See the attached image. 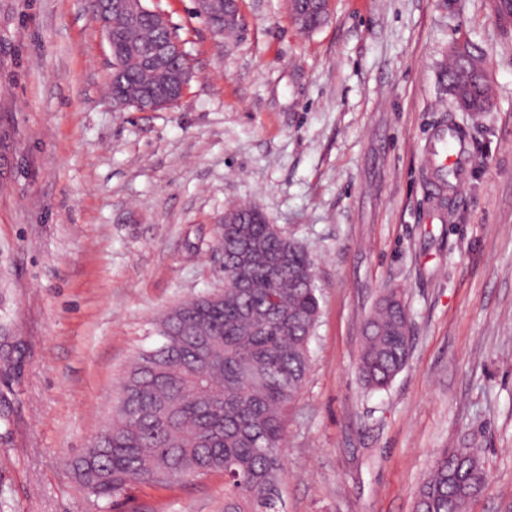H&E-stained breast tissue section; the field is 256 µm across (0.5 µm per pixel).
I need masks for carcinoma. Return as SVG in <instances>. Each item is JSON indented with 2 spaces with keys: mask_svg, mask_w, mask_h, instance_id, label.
Wrapping results in <instances>:
<instances>
[{
  "mask_svg": "<svg viewBox=\"0 0 512 512\" xmlns=\"http://www.w3.org/2000/svg\"><path fill=\"white\" fill-rule=\"evenodd\" d=\"M161 37L150 16L135 31L112 15L108 93L121 107L146 86L166 83L141 58ZM487 58L472 42L452 45L442 79L452 88L466 57ZM468 96L493 105L488 77ZM247 224L224 225V302L207 293L165 312L158 346L140 352L118 386L112 423L71 467L96 497L114 499L136 484L224 475V512H284L283 443L288 410L309 370L320 309L314 262L304 247L250 206L231 208ZM411 327L396 289L363 324L359 370L372 390L387 388L407 365ZM475 453L439 448L415 504L417 512H468L487 485Z\"/></svg>",
  "mask_w": 512,
  "mask_h": 512,
  "instance_id": "obj_1",
  "label": "carcinoma"
}]
</instances>
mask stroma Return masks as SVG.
Wrapping results in <instances>:
<instances>
[{"label":"stroma","instance_id":"obj_1","mask_svg":"<svg viewBox=\"0 0 512 512\" xmlns=\"http://www.w3.org/2000/svg\"><path fill=\"white\" fill-rule=\"evenodd\" d=\"M194 74L158 112L114 109L86 0H0V512H224V476L135 485L117 502L69 468L110 421L129 361L183 299L224 286L217 225L251 204L316 264L310 371L288 415L285 512H414L439 448L512 512V27L488 0H330L301 32L287 0H239L236 40L193 0H147ZM487 55V112L439 82L452 43ZM470 144L456 191L440 130ZM411 317L407 366L363 385L364 320L387 289Z\"/></svg>","mask_w":512,"mask_h":512}]
</instances>
